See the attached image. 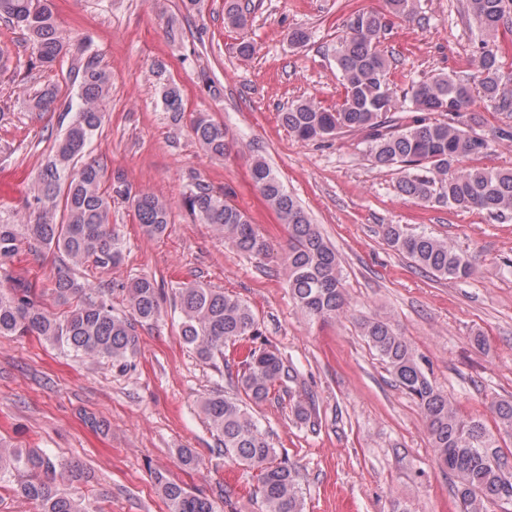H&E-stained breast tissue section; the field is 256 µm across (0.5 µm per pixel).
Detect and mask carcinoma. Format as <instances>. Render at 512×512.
<instances>
[{"mask_svg":"<svg viewBox=\"0 0 512 512\" xmlns=\"http://www.w3.org/2000/svg\"><path fill=\"white\" fill-rule=\"evenodd\" d=\"M387 6L396 17L416 18V0H387ZM466 8L481 35L476 50L477 86L448 73L413 83L403 95L413 115H403L391 88L395 60L381 49L386 15L359 12L348 18L336 44L341 103L326 108L311 99L296 100L279 113L282 124L301 141L323 143L343 133L362 135L369 160L379 168L396 169L401 194L420 203L436 200L464 211L511 216L512 168L494 170L467 161L488 154L496 139H512V127L507 124L477 132L481 119L473 112L478 94L488 111L512 114V95L505 91L512 76L503 71L501 44L505 34H512V0H466ZM247 13L242 0H224L225 27L241 28ZM0 19L26 33L33 66L52 68L76 42V37L59 28L52 0H0ZM75 70L80 75L75 104L60 100L51 83L33 94L18 85L29 111L38 116L57 110L75 116L39 172L25 202L22 223L0 221V270L24 244L65 255L67 261L54 269L52 293L67 310L61 314L49 310L43 302L45 287L38 282L12 278L8 286L0 284V336L35 334L75 357L109 358L128 368L138 354V328L161 317L163 289L149 277L130 281L119 288L127 312L116 314L109 298L112 288L78 280L75 268L87 264L106 272L121 263L122 239L112 224L114 199L131 203L144 233L151 237L168 232L171 207L152 192L131 194L122 180L112 181L107 165L92 155L91 142L105 121L104 104L112 94V80L94 55L79 57ZM160 101L173 120L181 119L184 104L177 84L165 85ZM443 112L446 118L433 117ZM190 131L213 157L222 158L231 148L224 124L203 113L192 120ZM251 178L287 230L280 261L294 304L312 321L345 314L348 301L336 250L264 159H253ZM183 204L195 219L211 225L225 246L250 257L270 255L268 239L244 211L228 201L226 192L194 178ZM383 238L419 270L436 278L462 279L473 274L469 257L443 238L409 233L400 224L385 225ZM175 295L181 336L204 360L222 363L226 343L260 335L255 313L236 294L201 282H183ZM358 328L396 386L418 406L437 460L454 478L459 512H489L495 505H512V450L503 446L504 437L512 435V400L493 403V429L479 419L464 417L448 393L428 377L389 318L364 316ZM241 364L239 394L216 392L201 402L218 438L217 453L255 472L264 512H303L296 466L278 456L270 433L252 413L283 383L295 380L293 370L276 352L255 345L243 349ZM62 469L37 452L0 449V483L16 472L25 473L26 479L14 490L38 503L41 512H95L59 489ZM154 483L168 512H216L214 499L192 493L161 473L154 474Z\"/></svg>","mask_w":512,"mask_h":512,"instance_id":"obj_1","label":"carcinoma"}]
</instances>
